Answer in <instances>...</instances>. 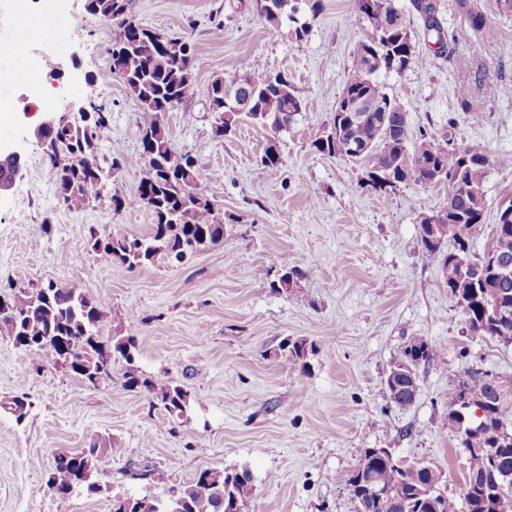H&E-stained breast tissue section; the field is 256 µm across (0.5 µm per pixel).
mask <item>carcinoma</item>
<instances>
[{
  "instance_id": "1",
  "label": "carcinoma",
  "mask_w": 512,
  "mask_h": 512,
  "mask_svg": "<svg viewBox=\"0 0 512 512\" xmlns=\"http://www.w3.org/2000/svg\"><path fill=\"white\" fill-rule=\"evenodd\" d=\"M367 13L356 8L355 21L368 25L379 45L370 38L359 40L351 52V63L343 78L341 99H364L378 102L382 108L363 112L336 111L331 123H341L335 143L323 146L311 141L315 151L346 158L354 162L351 148L367 146L372 151L369 164L401 174V185L448 183V202L429 215V223L418 226L423 250L430 255H443L442 271L448 291L462 308L469 330L506 344L512 342V272L499 275L489 256L501 266H512V223L496 224L491 248L478 256L472 251L474 238L483 223L486 189L490 167L506 166L507 156L495 160L482 149L455 145L447 134L439 137L420 133L413 148H408V112L387 91L378 76L401 74L428 61L425 54L412 49L409 57H398L388 50L398 32L415 42L403 10L395 0H372ZM275 10L260 17L274 30L283 22L294 23L293 35L300 41L307 26L295 17L297 6L291 0H273ZM466 16L468 29L486 38L496 35L484 13L470 0H457ZM411 6L422 21L423 38L433 34L439 51L456 43L457 35L441 28L435 0H411ZM92 15L117 26L119 32L108 49L110 69L118 73L134 95L142 112L141 150L134 157L113 158L104 165L97 151L88 154L83 148L97 147L110 132L108 112L89 101L96 119L92 127L62 126L56 135L62 154H49L58 202L70 211L90 206H106L114 212L135 206L151 211L154 222L146 237L101 240L91 236L92 249L104 260L130 267L153 264L159 258L183 260L203 248L224 240V219L209 206L212 197L199 178L191 154L176 149L169 138L164 115L177 105L204 93L213 114L212 132L223 139L226 130H237L244 122L263 128L283 120L293 124L303 110L304 102L295 87L281 90L272 85L273 71L251 62L239 66L249 77L250 106L246 112H233L224 105L227 95L224 79H214L201 90L192 69L194 46L175 35L160 39L156 32L142 26L133 17V0H91ZM472 78L467 71L457 76L456 94L460 102H469ZM474 152L473 176L457 179L460 154ZM141 168L143 176L135 194L128 196L112 188V170L120 167ZM105 317L104 301L89 298L73 288L48 282L41 294L20 289L0 297V333L30 353L50 358L53 367L82 381L99 371L103 353L121 358L132 365L137 349L133 334L112 337L107 348L98 340L97 328ZM279 350L302 364L307 372V356L315 352V344L306 340L285 341ZM434 359L433 346L421 336H414L401 351L395 367H417ZM494 378L479 367L467 368L451 389L445 425L455 434L466 456L465 481L460 498L448 496L435 485L436 470L429 464H400L367 448L359 461L365 469H354L346 480L347 494L354 512H512V429L502 430V422L512 418V384L498 390ZM130 389H141L152 395L170 415H181L188 406V393L181 386L165 380L140 378L134 370L125 374ZM467 397L474 408L483 411L480 418L470 416L474 430L461 432L457 403ZM28 396H14L0 406L11 411L20 421L27 414ZM119 446L112 437L94 435L79 452H63L55 457L50 486L67 495L76 487L99 493L101 487L91 481L94 471L106 466ZM389 488L392 495L380 498L374 487ZM253 490L252 475L247 469L204 470L190 484L183 485L166 499H155L154 512H225L224 502L244 505Z\"/></svg>"
}]
</instances>
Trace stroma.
<instances>
[{"mask_svg": "<svg viewBox=\"0 0 512 512\" xmlns=\"http://www.w3.org/2000/svg\"><path fill=\"white\" fill-rule=\"evenodd\" d=\"M454 3L438 0L439 20L462 39L386 83L411 131L449 129L461 146L512 156V15L498 13L493 0H473L497 30L488 39L465 33ZM133 8L143 26L191 41L199 87L256 60L285 73L305 107L280 133L282 161L273 169L259 162L268 132L244 124L215 139L204 96L167 113L173 145L195 157L224 217V240L177 265L106 262L92 238L145 236L150 211L63 208L31 131L47 113L92 98L111 114L101 155L139 153V104L109 67L116 28L87 13L83 0H0V41L19 46L0 58V69L16 75L0 87V143L25 156L0 197V292L52 281L104 298L100 342L111 345L121 330L135 335L140 376L174 381L189 394L186 413L172 417L125 386L124 361L93 389L0 334V401L24 393L30 403L20 420L0 409V512H111L114 495L164 498L202 471L229 467L253 476L242 512H352L345 482L368 448L433 463L443 490L459 496L466 462L443 426L448 393L472 365L512 381V343L470 334L439 258L421 249L419 216L444 204L446 184L378 192L363 186V164L310 147L367 34L353 21L356 0H322L319 13H304L308 33L299 42L265 25L254 0H134ZM21 13L24 28L16 24ZM52 30L68 35L64 50L48 41ZM463 70L473 81L467 109L455 92ZM38 76L44 88L33 97ZM486 194L479 255L492 243L500 203L512 199V167H491ZM285 265L297 269L298 282L278 291L269 274ZM414 336L432 344L435 358L419 365L417 398L402 408L386 379ZM289 338L315 343L309 371L278 355ZM96 434L120 445L92 476L100 493L49 489L55 455L87 447ZM157 470L167 483L151 480Z\"/></svg>", "mask_w": 512, "mask_h": 512, "instance_id": "1", "label": "stroma"}]
</instances>
